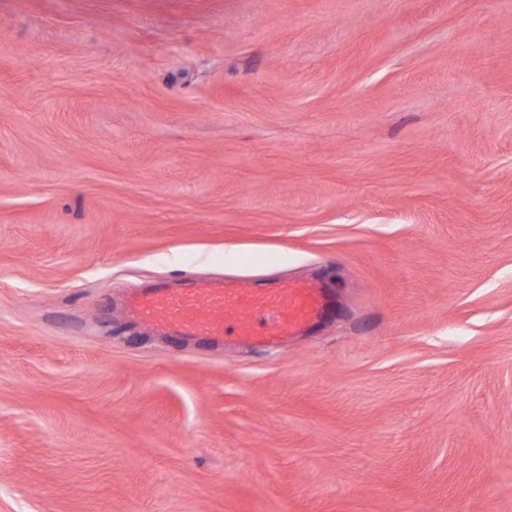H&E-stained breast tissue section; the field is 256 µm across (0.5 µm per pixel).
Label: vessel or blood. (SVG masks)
Listing matches in <instances>:
<instances>
[{
  "instance_id": "vessel-or-blood-1",
  "label": "vessel or blood",
  "mask_w": 512,
  "mask_h": 512,
  "mask_svg": "<svg viewBox=\"0 0 512 512\" xmlns=\"http://www.w3.org/2000/svg\"><path fill=\"white\" fill-rule=\"evenodd\" d=\"M323 300V289L314 282L250 288L237 280H215L178 292L160 288L136 294L127 311L133 321L160 332L218 341L233 336L271 346L300 333Z\"/></svg>"
}]
</instances>
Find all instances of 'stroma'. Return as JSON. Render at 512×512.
I'll use <instances>...</instances> for the list:
<instances>
[{"mask_svg":"<svg viewBox=\"0 0 512 512\" xmlns=\"http://www.w3.org/2000/svg\"><path fill=\"white\" fill-rule=\"evenodd\" d=\"M0 512H512V0H0ZM324 293L315 282H283L274 288H248L237 280H215L173 292L160 288L129 298V317L178 336L272 346L299 334L322 308Z\"/></svg>","mask_w":512,"mask_h":512,"instance_id":"1","label":"stroma"}]
</instances>
